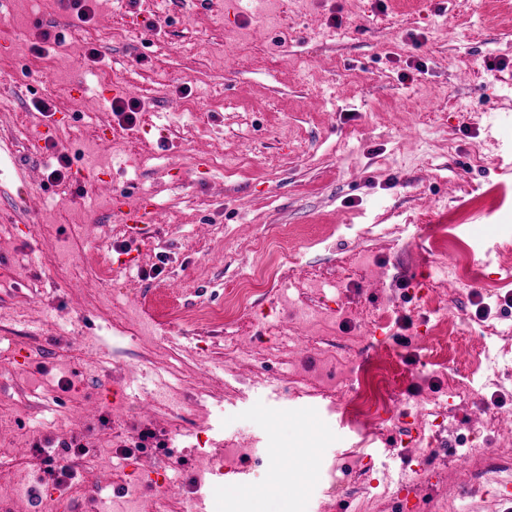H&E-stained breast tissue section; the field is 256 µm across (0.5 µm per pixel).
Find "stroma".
<instances>
[{
    "instance_id": "obj_1",
    "label": "stroma",
    "mask_w": 512,
    "mask_h": 512,
    "mask_svg": "<svg viewBox=\"0 0 512 512\" xmlns=\"http://www.w3.org/2000/svg\"><path fill=\"white\" fill-rule=\"evenodd\" d=\"M224 2L93 0L86 23L63 0H0V473L61 495L32 446L77 437L73 512H158L156 484L196 492L161 450L183 442L260 456L249 483L296 512H402L382 473L426 452L414 512H507L492 483L460 489L453 458L512 433V351L478 332H512V0ZM128 82L130 125L110 109ZM62 154L68 178L48 181ZM129 188L162 215L136 244ZM439 224L481 278L440 266ZM137 316L150 340L110 325ZM228 330L247 341L234 359ZM375 366L394 382L365 436L326 406Z\"/></svg>"
}]
</instances>
